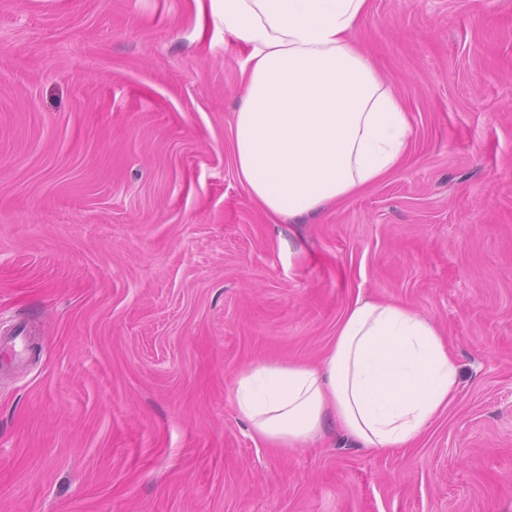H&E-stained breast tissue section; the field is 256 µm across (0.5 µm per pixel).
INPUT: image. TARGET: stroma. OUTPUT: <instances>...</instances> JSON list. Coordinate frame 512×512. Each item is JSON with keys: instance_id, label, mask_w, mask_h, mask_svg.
<instances>
[{"instance_id": "35a3bbf8", "label": "stroma", "mask_w": 512, "mask_h": 512, "mask_svg": "<svg viewBox=\"0 0 512 512\" xmlns=\"http://www.w3.org/2000/svg\"><path fill=\"white\" fill-rule=\"evenodd\" d=\"M415 127L294 224L239 183L246 51L210 0H0V512H512V0H370ZM461 368L414 445L252 437L233 377L320 361L357 298Z\"/></svg>"}]
</instances>
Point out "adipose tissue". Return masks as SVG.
I'll use <instances>...</instances> for the list:
<instances>
[{
  "label": "adipose tissue",
  "mask_w": 512,
  "mask_h": 512,
  "mask_svg": "<svg viewBox=\"0 0 512 512\" xmlns=\"http://www.w3.org/2000/svg\"><path fill=\"white\" fill-rule=\"evenodd\" d=\"M248 50L231 127L236 176L271 219L301 220L377 183L414 137L402 98L356 37L369 0H211ZM460 368L435 321L357 299L320 365L264 360L233 379L251 434L294 448L338 426L362 447L414 444L453 401Z\"/></svg>",
  "instance_id": "1"
}]
</instances>
